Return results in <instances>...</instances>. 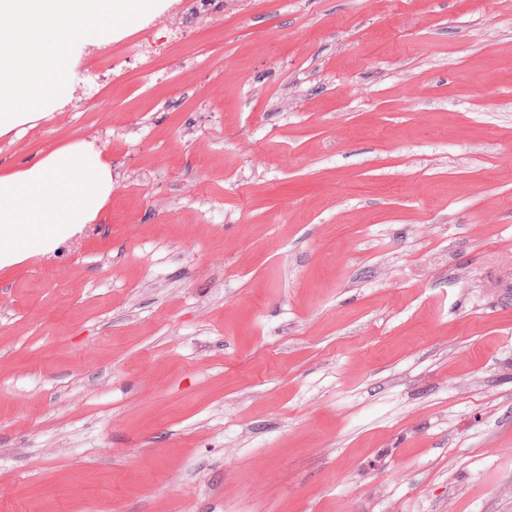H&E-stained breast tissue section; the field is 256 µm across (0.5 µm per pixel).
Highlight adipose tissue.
Segmentation results:
<instances>
[{"mask_svg": "<svg viewBox=\"0 0 512 512\" xmlns=\"http://www.w3.org/2000/svg\"><path fill=\"white\" fill-rule=\"evenodd\" d=\"M111 192V166L89 142L0 173V268L57 249L97 219Z\"/></svg>", "mask_w": 512, "mask_h": 512, "instance_id": "1", "label": "adipose tissue"}]
</instances>
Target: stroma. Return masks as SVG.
I'll return each mask as SVG.
<instances>
[{
	"mask_svg": "<svg viewBox=\"0 0 512 512\" xmlns=\"http://www.w3.org/2000/svg\"><path fill=\"white\" fill-rule=\"evenodd\" d=\"M0 170V512H512V0H223ZM111 193V165L89 142L0 173V268L57 249L97 219Z\"/></svg>",
	"mask_w": 512,
	"mask_h": 512,
	"instance_id": "obj_1",
	"label": "stroma"
}]
</instances>
